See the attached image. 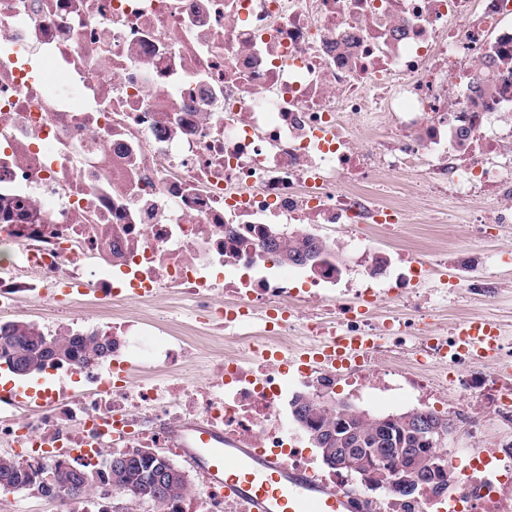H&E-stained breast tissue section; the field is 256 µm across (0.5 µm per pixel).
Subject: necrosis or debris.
Returning <instances> with one entry per match:
<instances>
[{
  "label": "necrosis or debris",
  "mask_w": 512,
  "mask_h": 512,
  "mask_svg": "<svg viewBox=\"0 0 512 512\" xmlns=\"http://www.w3.org/2000/svg\"><path fill=\"white\" fill-rule=\"evenodd\" d=\"M511 154L512 0H0V317L89 336L90 308L112 330L111 362L0 388V446L46 466L69 448L175 456L168 431L197 423L311 472L352 512H512V434L446 449V491L400 496L317 470L285 411L293 387L327 406L340 389L412 390L469 425L512 422V375L452 353L440 313L452 296L496 303L490 264L428 289L446 254L401 253L382 281L368 245L341 291L332 256L303 283L258 247L262 228L400 235L413 190L489 198L474 223L511 224ZM159 300L150 327L126 313ZM290 335L373 349L340 367L273 362ZM178 508L250 512L217 486Z\"/></svg>",
  "instance_id": "1"
}]
</instances>
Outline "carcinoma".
<instances>
[{"label": "carcinoma", "instance_id": "obj_1", "mask_svg": "<svg viewBox=\"0 0 512 512\" xmlns=\"http://www.w3.org/2000/svg\"><path fill=\"white\" fill-rule=\"evenodd\" d=\"M262 239V255L271 256L280 264L288 266H304L307 256L321 253V243L310 237L290 236L288 239H269L266 231L259 232ZM105 337L103 336H74L57 337L48 336L31 324H23L17 327H0V362L16 360L23 367L22 376L46 371L48 359L54 353L62 355L65 360L62 366L86 363L89 360L101 359ZM290 415L292 419L299 417L305 420L308 429L324 438L322 447L319 448L321 457L336 456L338 448L337 439L351 432L360 438L365 447L358 449L354 464L365 472L375 465L390 468L394 465V446L389 443L388 435L399 436L402 446L418 448L416 461V487L423 485L437 486L433 482V476L429 471L431 456L424 450L426 444L415 438L403 437L407 431L405 423L390 421L384 424L373 422L368 418H352L342 416L338 410L327 412L318 404L301 400L296 397L290 403ZM123 462L111 468H104L100 476L98 491L103 488H112L115 496L131 495L135 500H140L149 491L146 483V471L149 458L140 455L139 449L119 454ZM13 479L21 482L25 489H30L36 484L43 486H58L67 499H75L77 495L71 492V484L75 481L73 473L67 467L59 464L54 472L42 471L36 478H29L25 466L9 457H0V479ZM188 484L179 478H174L166 485L158 498L157 512H176L174 504L186 495Z\"/></svg>", "mask_w": 512, "mask_h": 512}]
</instances>
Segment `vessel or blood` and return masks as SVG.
Masks as SVG:
<instances>
[{"mask_svg": "<svg viewBox=\"0 0 512 512\" xmlns=\"http://www.w3.org/2000/svg\"><path fill=\"white\" fill-rule=\"evenodd\" d=\"M494 324L481 318L462 323L460 348L483 361L494 346ZM177 435L183 455L196 465L210 485L225 494L248 501L253 512H350L348 499L336 491L312 483L287 464L268 461L248 449L227 445L222 435L204 428L187 427Z\"/></svg>", "mask_w": 512, "mask_h": 512, "instance_id": "obj_1", "label": "vessel or blood"}]
</instances>
